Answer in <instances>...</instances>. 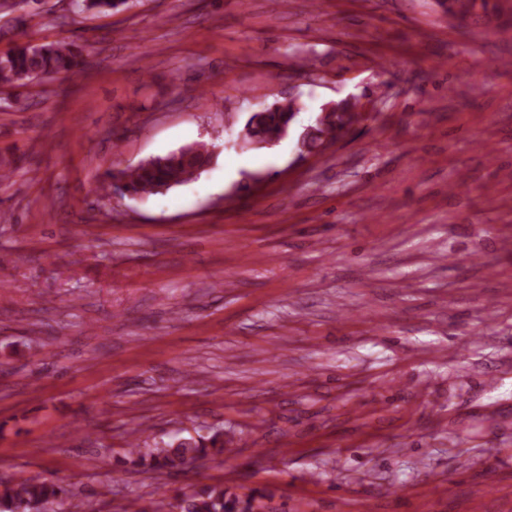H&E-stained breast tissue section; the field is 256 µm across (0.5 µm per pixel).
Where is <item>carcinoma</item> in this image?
I'll return each mask as SVG.
<instances>
[{
	"label": "carcinoma",
	"instance_id": "carcinoma-1",
	"mask_svg": "<svg viewBox=\"0 0 512 512\" xmlns=\"http://www.w3.org/2000/svg\"><path fill=\"white\" fill-rule=\"evenodd\" d=\"M41 0H0V13L19 12L14 18L22 28V38L11 48L0 51V87L25 86L34 81L65 78L84 64L81 50L67 38L42 42L31 39L25 28L40 15ZM131 0H72L79 12L107 15L129 8ZM448 14L468 15L480 8L487 10V0H443ZM300 107L296 100L276 102L250 116L245 127L246 139L272 141L290 130ZM359 123L358 101L340 100L303 132L302 146L312 151L324 140L335 141L344 131ZM214 151L202 144L188 146L165 156L141 162L134 168L107 172L100 190L107 194L147 196L159 194L173 186L197 178L212 162ZM224 454V433L210 437H189L160 448H142L133 440L128 443L131 464L145 473L177 475L197 462ZM273 495L254 491L239 494L222 484L192 487L174 497L172 507L179 512H276L271 506ZM0 512H83V503L65 494L62 487L40 477L23 481H0Z\"/></svg>",
	"mask_w": 512,
	"mask_h": 512
}]
</instances>
